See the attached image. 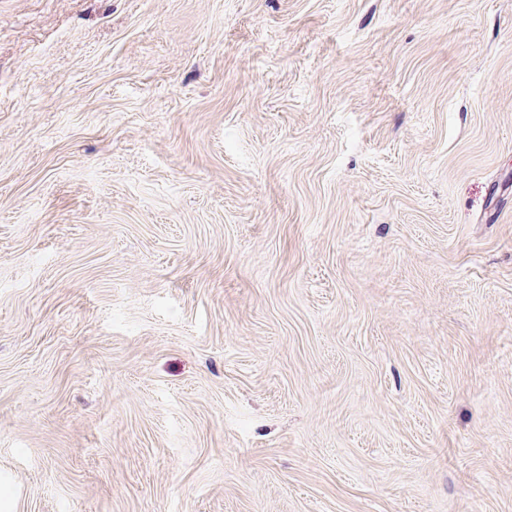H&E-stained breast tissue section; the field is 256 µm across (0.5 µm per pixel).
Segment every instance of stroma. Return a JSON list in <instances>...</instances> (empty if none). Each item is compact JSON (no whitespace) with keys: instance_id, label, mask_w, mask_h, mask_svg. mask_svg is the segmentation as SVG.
Returning <instances> with one entry per match:
<instances>
[{"instance_id":"stroma-1","label":"stroma","mask_w":512,"mask_h":512,"mask_svg":"<svg viewBox=\"0 0 512 512\" xmlns=\"http://www.w3.org/2000/svg\"><path fill=\"white\" fill-rule=\"evenodd\" d=\"M0 512H512V0H0Z\"/></svg>"}]
</instances>
